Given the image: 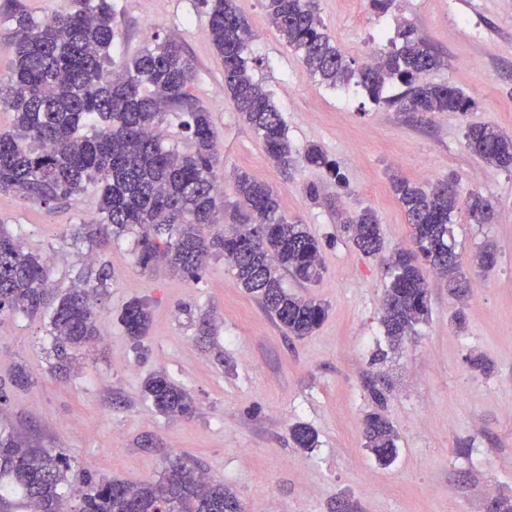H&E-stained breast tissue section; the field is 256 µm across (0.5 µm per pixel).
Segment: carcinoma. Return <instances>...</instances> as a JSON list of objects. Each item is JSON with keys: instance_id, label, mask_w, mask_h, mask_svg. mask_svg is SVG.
I'll return each mask as SVG.
<instances>
[{"instance_id": "carcinoma-1", "label": "carcinoma", "mask_w": 512, "mask_h": 512, "mask_svg": "<svg viewBox=\"0 0 512 512\" xmlns=\"http://www.w3.org/2000/svg\"><path fill=\"white\" fill-rule=\"evenodd\" d=\"M211 41L224 60V88L242 119L262 141L269 157L283 168L293 160L287 125L267 90L250 72L245 51L253 33L236 0H202ZM271 26L300 57L309 73L323 83L355 82L375 103L386 101L402 112H468L472 99L450 84L423 77L440 63L435 49L414 30L398 28L392 49L371 62L352 67L324 32L317 0H262ZM110 0H68L67 7L37 19L21 15L19 33L9 48L10 75L0 82V107L12 113L10 130L0 133V192L15 193L47 205L81 192L90 183L101 187L99 223L79 224L75 232L135 235L138 263L156 270L159 263L192 279L208 260L224 257L237 284L253 294L286 335L302 339L325 318L322 302L291 293L284 275L314 282L323 272L320 243L306 226L289 221L279 210L273 189L246 172L236 176L239 200L234 212L246 210V223L207 237L215 223L219 191L213 172L216 132L210 113L193 101L194 69L182 45L151 37L121 69L109 70L110 50L119 36ZM404 90L383 97L386 85ZM179 112L180 127L192 140L182 152L164 144L162 128L169 108ZM470 149L492 167H512V136L493 125L467 127ZM309 166L334 170L324 151L307 147L300 155ZM393 192L411 227L409 249L386 259L389 282L382 299L381 323L392 346H400L429 315L428 275L448 282L457 297L469 283L454 247V216L464 211L476 224L490 219L492 204L475 192L460 199L450 179L424 189L405 179ZM344 230L367 256L381 254L377 215L363 209L342 218ZM265 224L261 237L253 225ZM111 272L102 267L96 283L85 282L53 292L41 257L23 251L19 238L0 224V314L49 315L51 371L65 375L80 351L98 340L96 304L91 296L106 289ZM125 334L146 335L148 305L138 299L120 316ZM31 375L19 366L10 383H0V406L7 385L24 387ZM143 397L168 418L191 415L193 397L164 372L143 382ZM365 448L381 464L397 454L396 434L379 413L366 415ZM297 448L317 446L313 428H290ZM68 463L34 438L0 429V512H63L61 485ZM72 512H242L238 498L224 483L204 480V473L182 457L167 458L159 481L130 484L89 479Z\"/></svg>"}]
</instances>
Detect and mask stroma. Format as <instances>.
I'll return each instance as SVG.
<instances>
[{"mask_svg": "<svg viewBox=\"0 0 512 512\" xmlns=\"http://www.w3.org/2000/svg\"><path fill=\"white\" fill-rule=\"evenodd\" d=\"M121 35L111 69H119L152 34L182 44L196 71L191 88L215 127L214 173L225 202L237 199L244 171L271 185L282 212L321 244L325 272L315 282L286 277L292 292L328 307L308 337H286L259 301L235 282L223 259L201 279L172 271L151 275L137 262L132 236L105 246L72 237L73 224L97 218L96 186L45 205L0 193V222L24 251L41 255L55 287L112 268L97 326L99 342L70 375H51L46 319L0 314V379L22 366L34 380L12 389L0 427L32 435L66 456L68 504H77L83 472L129 483L155 481L166 458L182 455L223 481L243 512H329L349 499L357 512H490L512 497V170L485 165L464 137L470 124L512 135V0H392L374 13L369 0H319L328 35L356 64L388 48L400 22L430 41L442 63L428 79L453 84L474 105L464 114L425 117L373 103L356 85L330 88L311 75L268 24L260 0H237L256 37L251 74L267 89L296 151L319 145L337 174L297 162L281 169L242 120L224 90L200 0H116ZM65 0H0V82L9 73L15 16H50ZM428 185L454 177L460 197L478 192L495 206L492 223L458 214L455 249L463 260L486 243L494 264L468 273L465 303L429 280L431 315L411 339L391 349L381 324L389 277L379 259L349 241L339 213L372 208L386 251L407 246L411 228L391 187L393 177ZM133 299L151 312L141 342L118 315ZM464 309L466 326L450 319ZM483 360L484 369L471 365ZM163 371L188 389L196 410L176 420L141 397L146 376ZM375 383L383 402L367 388ZM380 412L398 433V455L379 465L364 446L362 421ZM311 426L312 450L295 448L290 428Z\"/></svg>", "mask_w": 512, "mask_h": 512, "instance_id": "obj_1", "label": "stroma"}]
</instances>
